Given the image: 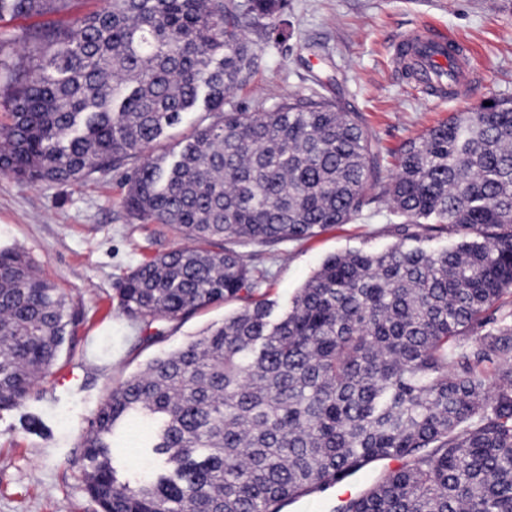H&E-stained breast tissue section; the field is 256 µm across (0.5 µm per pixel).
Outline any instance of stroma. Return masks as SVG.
Listing matches in <instances>:
<instances>
[{"instance_id": "stroma-1", "label": "stroma", "mask_w": 512, "mask_h": 512, "mask_svg": "<svg viewBox=\"0 0 512 512\" xmlns=\"http://www.w3.org/2000/svg\"><path fill=\"white\" fill-rule=\"evenodd\" d=\"M430 26L465 39L477 73L465 99L418 89L392 62L396 38ZM282 36L260 43L258 71L234 90L239 109L260 112L318 93L359 113L395 173V153L453 113L494 98L512 99V0H288ZM128 167L77 184H27L0 174V247H19L45 277L82 306L76 346L64 347L21 407L0 410V512H98L84 482L79 436L104 396L151 359L222 322L234 305H213L161 322L147 342L113 308L114 282L181 236L134 221L122 199ZM388 213L366 210L348 224L299 242L243 245L268 274L269 297L285 305L328 256L395 244Z\"/></svg>"}]
</instances>
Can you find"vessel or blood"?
Wrapping results in <instances>:
<instances>
[{
	"mask_svg": "<svg viewBox=\"0 0 512 512\" xmlns=\"http://www.w3.org/2000/svg\"><path fill=\"white\" fill-rule=\"evenodd\" d=\"M393 61L412 82L437 97L464 98L474 77L464 45L427 27L400 36Z\"/></svg>",
	"mask_w": 512,
	"mask_h": 512,
	"instance_id": "b4317fda",
	"label": "vessel or blood"
}]
</instances>
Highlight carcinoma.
<instances>
[{
  "instance_id": "cac0c4a2",
  "label": "carcinoma",
  "mask_w": 512,
  "mask_h": 512,
  "mask_svg": "<svg viewBox=\"0 0 512 512\" xmlns=\"http://www.w3.org/2000/svg\"><path fill=\"white\" fill-rule=\"evenodd\" d=\"M72 2L0 0L32 20L0 31V173L67 184L133 162L127 212L188 241L113 283L148 338L240 304L106 395L81 435L100 512H283L393 458L337 512H512V100L407 142L383 183L368 129L335 101L224 109L255 73L250 34L287 0H93L43 20ZM18 47L38 65H7ZM189 113L179 150L153 153ZM373 204L400 219V242L329 256L274 314L238 246L305 240ZM444 234L440 250L405 245ZM83 319L34 258L0 248V410ZM121 428L143 431L160 471L121 479Z\"/></svg>"
}]
</instances>
